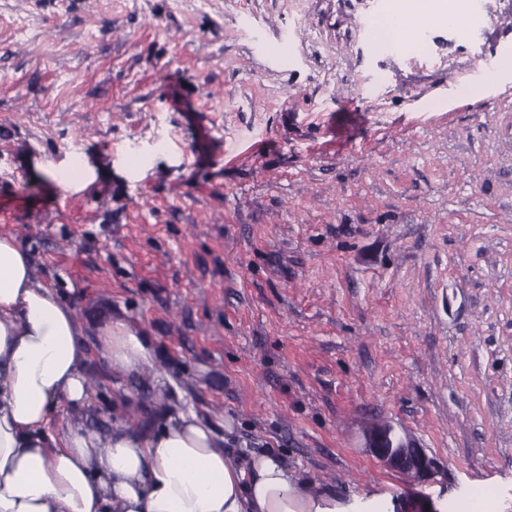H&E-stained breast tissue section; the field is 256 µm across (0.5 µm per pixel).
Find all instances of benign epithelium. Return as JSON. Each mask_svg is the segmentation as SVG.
<instances>
[{
	"label": "benign epithelium",
	"instance_id": "obj_1",
	"mask_svg": "<svg viewBox=\"0 0 512 512\" xmlns=\"http://www.w3.org/2000/svg\"><path fill=\"white\" fill-rule=\"evenodd\" d=\"M367 448L383 465L416 477L432 470L430 458L406 434H395L390 425H376L365 433Z\"/></svg>",
	"mask_w": 512,
	"mask_h": 512
}]
</instances>
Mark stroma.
Segmentation results:
<instances>
[{
  "label": "stroma",
  "mask_w": 512,
  "mask_h": 512,
  "mask_svg": "<svg viewBox=\"0 0 512 512\" xmlns=\"http://www.w3.org/2000/svg\"><path fill=\"white\" fill-rule=\"evenodd\" d=\"M487 2L397 51L389 0H0V235L82 320L87 428L164 396L315 491L512 512V0ZM112 320L157 376L98 357ZM378 423L433 477L379 463Z\"/></svg>",
  "instance_id": "1"
}]
</instances>
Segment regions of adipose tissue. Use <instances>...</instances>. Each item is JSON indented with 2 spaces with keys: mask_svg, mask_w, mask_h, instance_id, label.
<instances>
[{
  "mask_svg": "<svg viewBox=\"0 0 512 512\" xmlns=\"http://www.w3.org/2000/svg\"><path fill=\"white\" fill-rule=\"evenodd\" d=\"M470 0H393L386 31L397 42L422 28L461 23ZM81 324L36 275L30 255L0 236V512H347L310 490L272 453L229 454L190 409H167L142 431L119 418L106 433L79 415L92 381ZM99 354L118 372L144 373L153 348L121 320L99 332ZM73 419L51 420L60 404Z\"/></svg>",
  "mask_w": 512,
  "mask_h": 512,
  "instance_id": "obj_1",
  "label": "adipose tissue"
}]
</instances>
